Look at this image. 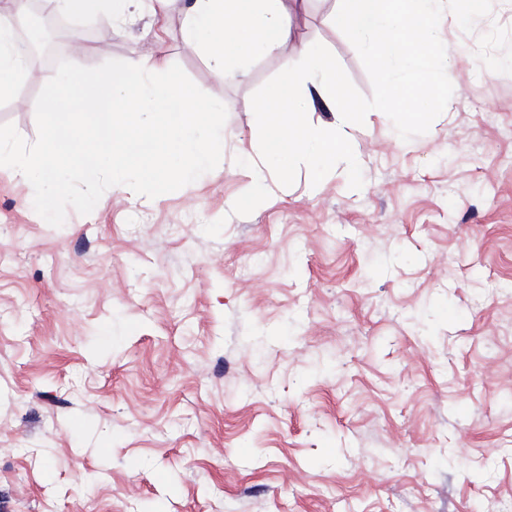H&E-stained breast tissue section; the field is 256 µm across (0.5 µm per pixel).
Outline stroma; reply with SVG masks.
<instances>
[{"label":"stroma","mask_w":512,"mask_h":512,"mask_svg":"<svg viewBox=\"0 0 512 512\" xmlns=\"http://www.w3.org/2000/svg\"><path fill=\"white\" fill-rule=\"evenodd\" d=\"M303 0L280 55L213 79L179 0L149 19L70 18L30 60L0 124L65 59L160 53L224 102L219 166L150 199L105 191L62 227L0 167V512H478L512 503V0L441 40L458 65L445 117L402 141L371 113L353 182L296 165L249 194L256 104L322 43L370 78Z\"/></svg>","instance_id":"1"}]
</instances>
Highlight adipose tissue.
<instances>
[{
	"label": "adipose tissue",
	"mask_w": 512,
	"mask_h": 512,
	"mask_svg": "<svg viewBox=\"0 0 512 512\" xmlns=\"http://www.w3.org/2000/svg\"><path fill=\"white\" fill-rule=\"evenodd\" d=\"M24 8L25 0H10L7 10H0V98L10 95L26 73L27 59L14 27ZM290 10V0H186L182 38L225 81L244 75L243 60L279 54L290 34ZM317 101L333 108L336 124L305 121ZM257 108L261 123L254 169H273L283 179L299 161L317 184L329 173L350 177L360 168L354 131L361 115L335 63L320 50L285 61L277 85Z\"/></svg>",
	"instance_id": "obj_1"
}]
</instances>
